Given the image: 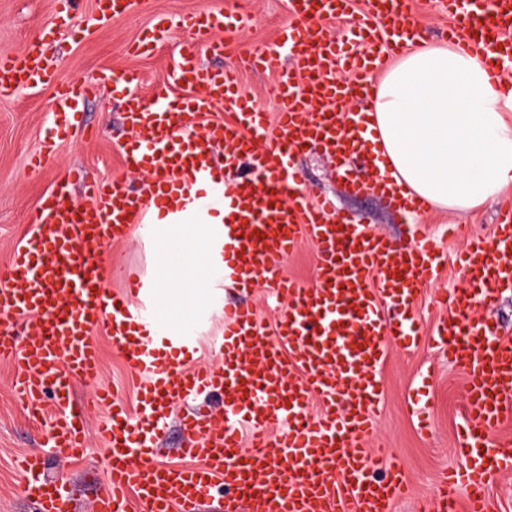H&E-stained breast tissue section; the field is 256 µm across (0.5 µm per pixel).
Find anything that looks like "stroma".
<instances>
[{
  "mask_svg": "<svg viewBox=\"0 0 512 512\" xmlns=\"http://www.w3.org/2000/svg\"><path fill=\"white\" fill-rule=\"evenodd\" d=\"M232 10L253 17L254 23L238 33L231 54H245L273 44L285 16L281 0H143L129 14L99 21L94 0H75L67 21L54 16L53 0H0V50H19L26 44L44 41L45 32H53L52 41H44L57 73L63 79H77L98 84V93L89 99L85 110L89 125L97 135L91 139L75 138L60 145L55 161L47 170L30 172L29 155L43 143L47 115L54 107V89L23 91L0 98V265L23 242L30 227V212L39 199L70 169L80 167L92 178H121L133 187L147 182L144 172L127 169L117 140L128 138L119 103L127 88L114 85L113 73L138 69L143 82L137 94L151 97L160 90L182 95V88L172 87L170 75L177 63L176 46L194 36L191 29L174 28L168 40L152 55L133 56L127 51L158 12L179 17L198 11ZM298 171L310 197L332 198L339 211L375 231L402 244L411 243L414 228L400 223L372 192L347 195L336 164L320 151L310 150L298 158ZM497 202H490L475 212L457 215L432 211L420 223L426 235L434 239L444 261L437 277L427 283L413 314L424 334L419 345L395 348L381 369L385 399L377 412V439L385 441L400 458L407 487L394 506V512H431L436 505L440 476L457 469L464 462L457 429L463 420L465 382L462 372L450 365L428 336L440 313L433 306L440 291H454L466 285L456 255L462 239L448 237L445 225L465 224L470 233L486 235L493 231ZM106 286L121 291L128 274L150 277L155 267L150 240L133 231L125 242L110 245L106 252ZM101 346L102 374L99 384L77 381V403L90 404L97 385L116 388L128 408L137 404V381L125 368L104 329L94 332ZM14 366L0 362V512H34L22 493L23 478L18 465L23 455L44 450L47 471L59 481L73 484L81 491L73 501V512H91L93 499L104 485L109 472V456L96 428L100 416L89 412L86 423L88 448L82 460L73 462L60 451L49 448L50 426L55 416L51 401H44L40 411H32L11 387ZM429 374L426 410L434 431L422 435L408 403L421 374Z\"/></svg>",
  "mask_w": 512,
  "mask_h": 512,
  "instance_id": "obj_1",
  "label": "stroma"
}]
</instances>
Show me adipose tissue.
<instances>
[{"instance_id":"ef3b65f1","label":"adipose tissue","mask_w":512,"mask_h":512,"mask_svg":"<svg viewBox=\"0 0 512 512\" xmlns=\"http://www.w3.org/2000/svg\"><path fill=\"white\" fill-rule=\"evenodd\" d=\"M367 121L381 170L436 208L470 213L512 186V95L502 94L474 51L407 40L377 82ZM223 184L222 169L212 170L184 209L150 212L156 269L143 285L154 300L149 329L162 358L192 355L200 313L234 281L225 226L236 209L232 199L209 198Z\"/></svg>"}]
</instances>
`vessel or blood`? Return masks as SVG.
<instances>
[{
  "instance_id": "vessel-or-blood-1",
  "label": "vessel or blood",
  "mask_w": 512,
  "mask_h": 512,
  "mask_svg": "<svg viewBox=\"0 0 512 512\" xmlns=\"http://www.w3.org/2000/svg\"><path fill=\"white\" fill-rule=\"evenodd\" d=\"M361 13L337 11L336 0H284L289 22L272 46L250 54V68L266 69L281 49L290 62L276 74V115L243 94L233 68L200 65L211 41V25L199 15L183 17L195 39L183 42L173 84L190 89L175 100L167 91L145 99L131 95L122 107L131 138L120 150L129 169L148 174V195L126 182L86 180L72 169L66 184L45 193L28 222L35 235L0 266V358L16 360L15 389L40 409L52 391L57 416L52 443L69 458L87 447L85 415L73 396L79 379L96 378L99 347L94 329L107 331L114 350L139 379L138 412L130 414L109 390L96 402L109 410L99 429L111 459L109 480L94 512H202L213 489L229 495L224 512H392L405 476L390 459L391 477L371 480L373 464L364 443L376 426L384 388L380 369L396 346L422 338L411 311L442 256L420 236L401 245L368 225L353 223L330 199L311 201L296 176L304 146L335 157L347 193H376L400 215L425 214L432 204L397 193L389 176L374 167L355 175L352 162L370 153L366 121L350 109L368 102L376 77L419 26L409 0H364ZM440 14L454 12L450 39L478 52L493 77L512 69V0H430ZM349 19L363 50L352 56L349 81L337 75L339 46L327 22ZM172 26L162 14L135 42L138 55L154 52ZM405 35H398V27ZM46 86L56 89L43 146L28 166L40 171L60 144L86 130L83 100L97 88L59 80L38 44L0 52V95ZM224 107L227 119L200 126L202 117ZM223 145L226 160L245 157L250 175L225 179L237 219L227 234L236 244L244 291L271 290L287 301L274 332H267L246 304L224 312L219 340L222 363L186 367L160 365L146 336L150 313L140 280L121 294L105 286L109 245L126 237L130 225L147 221L150 209H165L169 197L186 193L211 168V148ZM83 184L87 200L69 203V187ZM316 248L309 283L286 278L283 262L301 240ZM468 288L446 295L447 320L435 341L466 380L461 446L463 469L444 475L437 512H457L456 487L467 489V512H488V486L496 474L512 472V443L494 437L512 417V339L487 311L512 291V205L500 213L493 233L473 238L460 257ZM218 390L224 422L212 425L200 412L180 425L191 440L180 453L194 466L157 462L158 446L176 404ZM318 413H310L311 400ZM23 493L35 512H68V496L45 470L40 453L21 464Z\"/></svg>"
}]
</instances>
